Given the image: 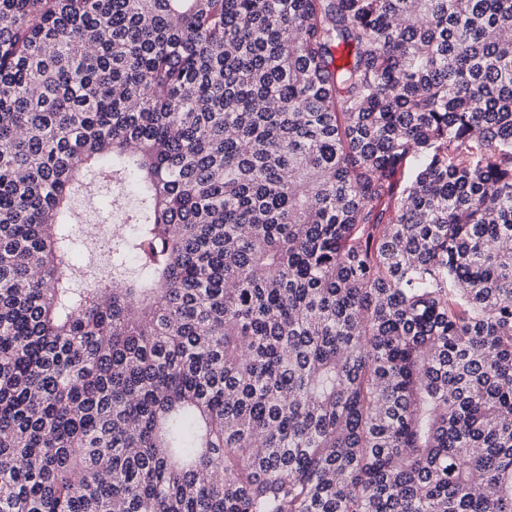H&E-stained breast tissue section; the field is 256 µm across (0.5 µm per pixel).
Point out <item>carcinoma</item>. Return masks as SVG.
Wrapping results in <instances>:
<instances>
[{"label":"carcinoma","mask_w":512,"mask_h":512,"mask_svg":"<svg viewBox=\"0 0 512 512\" xmlns=\"http://www.w3.org/2000/svg\"><path fill=\"white\" fill-rule=\"evenodd\" d=\"M0 512H512V0H0ZM82 198H83V196H81V195L76 197V199L74 200V204H73V211H74V213L75 212L79 213L78 216H79L80 221L85 222L86 220L94 219L96 221L103 222V224H108V228L111 227V234L109 237L110 240H112L113 236L123 233L127 229V226H126L127 224L125 223L126 210L128 208H130L131 206H133L134 202H135L131 193L123 201V203L119 206L120 208H119L118 217H115V210L118 206L114 207L112 210H99V209H97V205H96V211H95V208L92 209V213L95 211V214L91 217V215H88L85 212L84 204L81 203ZM111 217H112V220H114V222L108 223ZM86 223L89 224L88 226L91 228V231L89 232L90 235L88 238L89 242H92V241L95 242L106 235L107 230H106L105 225H103V224L101 225V224L95 223L93 221H88ZM115 226H119V228H121V232H118L116 234L115 229H114ZM74 230L76 237L78 238L76 258L73 261V272L76 283L80 288L87 286L88 281L85 280V277L82 276L86 269H93L103 279L112 281V263L107 251L104 249V247H102L104 252L103 254L105 256L104 260H93L92 253L94 252V249L88 244L83 229L79 227L78 224H74ZM99 268L105 271H107L109 268V273H103Z\"/></svg>","instance_id":"obj_1"}]
</instances>
